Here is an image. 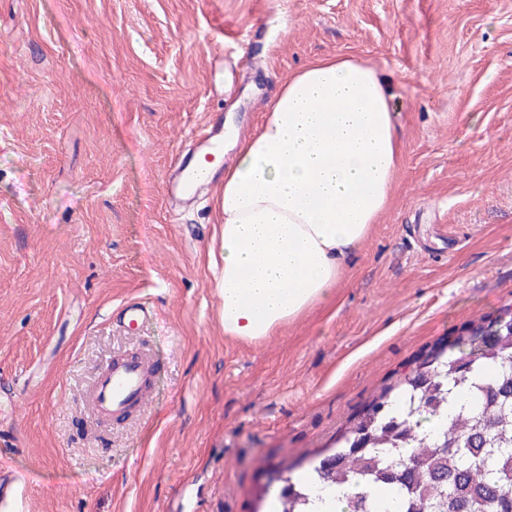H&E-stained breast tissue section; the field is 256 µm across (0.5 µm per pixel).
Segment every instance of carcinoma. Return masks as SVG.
Listing matches in <instances>:
<instances>
[{"label": "carcinoma", "mask_w": 512, "mask_h": 512, "mask_svg": "<svg viewBox=\"0 0 512 512\" xmlns=\"http://www.w3.org/2000/svg\"><path fill=\"white\" fill-rule=\"evenodd\" d=\"M279 512H512V309L466 324L386 385L306 482L280 471Z\"/></svg>", "instance_id": "1"}]
</instances>
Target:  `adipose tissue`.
<instances>
[{
    "mask_svg": "<svg viewBox=\"0 0 512 512\" xmlns=\"http://www.w3.org/2000/svg\"><path fill=\"white\" fill-rule=\"evenodd\" d=\"M224 170V334L259 342L328 296L392 204V94L361 59L293 72Z\"/></svg>",
    "mask_w": 512,
    "mask_h": 512,
    "instance_id": "adipose-tissue-1",
    "label": "adipose tissue"
}]
</instances>
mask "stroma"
Returning <instances> with one entry per match:
<instances>
[{"mask_svg": "<svg viewBox=\"0 0 512 512\" xmlns=\"http://www.w3.org/2000/svg\"><path fill=\"white\" fill-rule=\"evenodd\" d=\"M335 55L392 84L393 205L324 301L230 339L220 188L172 203L163 178L210 116L253 132ZM510 306L512 0H0V512H271V476ZM131 355L150 393L93 421ZM123 320L127 322L129 326L136 325V327H144L145 324L149 323L153 317V310L144 302L140 301H129L122 307Z\"/></svg>", "mask_w": 512, "mask_h": 512, "instance_id": "stroma-1", "label": "stroma"}]
</instances>
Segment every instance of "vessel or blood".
<instances>
[{
  "mask_svg": "<svg viewBox=\"0 0 512 512\" xmlns=\"http://www.w3.org/2000/svg\"><path fill=\"white\" fill-rule=\"evenodd\" d=\"M224 151V125L216 123L209 129H201L193 146L199 162H177L165 176V193L168 198L189 197L191 189L203 179L201 164L212 161ZM122 316L127 324L144 327L153 317V310L140 301L123 305ZM150 367L138 356L126 358L121 363L104 366L96 383L88 394V403L97 416L124 414L131 406L143 402L149 391Z\"/></svg>",
  "mask_w": 512,
  "mask_h": 512,
  "instance_id": "vessel-or-blood-1",
  "label": "vessel or blood"
}]
</instances>
